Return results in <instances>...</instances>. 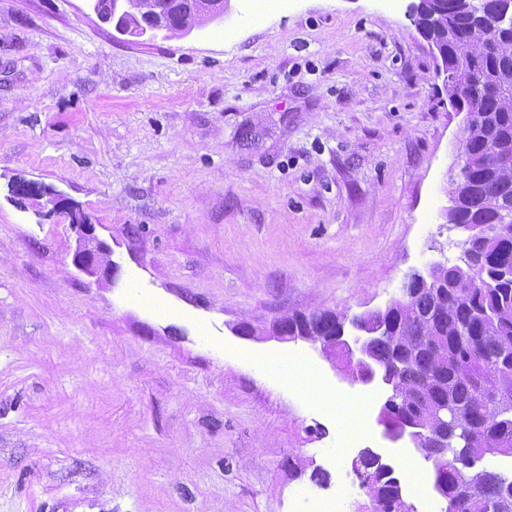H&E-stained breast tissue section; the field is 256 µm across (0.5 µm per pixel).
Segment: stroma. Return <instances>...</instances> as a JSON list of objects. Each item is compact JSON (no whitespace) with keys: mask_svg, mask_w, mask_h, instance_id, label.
<instances>
[{"mask_svg":"<svg viewBox=\"0 0 512 512\" xmlns=\"http://www.w3.org/2000/svg\"><path fill=\"white\" fill-rule=\"evenodd\" d=\"M246 2L136 38L87 0H0V512H360L358 448L430 472L379 389L234 328L382 309L457 264L464 117L413 0ZM73 211L112 279L74 266Z\"/></svg>","mask_w":512,"mask_h":512,"instance_id":"1","label":"stroma"}]
</instances>
